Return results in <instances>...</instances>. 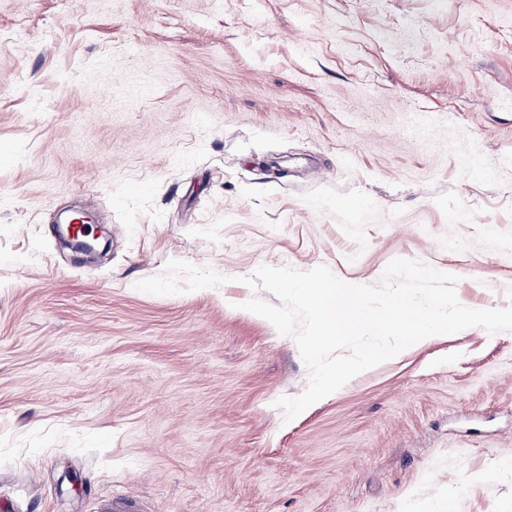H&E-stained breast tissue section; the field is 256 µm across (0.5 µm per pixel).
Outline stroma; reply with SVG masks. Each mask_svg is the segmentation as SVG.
<instances>
[{"mask_svg": "<svg viewBox=\"0 0 512 512\" xmlns=\"http://www.w3.org/2000/svg\"><path fill=\"white\" fill-rule=\"evenodd\" d=\"M396 258L512 305V0H0V512H512V331L275 406L241 277ZM171 259L229 281L137 289ZM139 496L133 492H125L112 495V499L106 501L101 512H142L139 507Z\"/></svg>", "mask_w": 512, "mask_h": 512, "instance_id": "obj_1", "label": "stroma"}]
</instances>
